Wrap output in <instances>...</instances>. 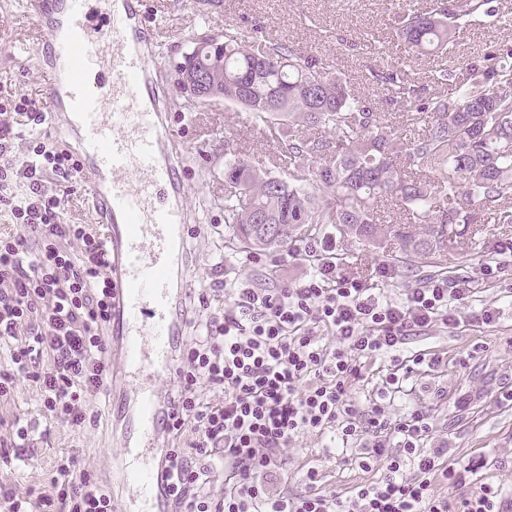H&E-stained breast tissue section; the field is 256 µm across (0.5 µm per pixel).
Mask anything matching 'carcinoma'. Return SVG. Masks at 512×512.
Instances as JSON below:
<instances>
[{
  "instance_id": "carcinoma-1",
  "label": "carcinoma",
  "mask_w": 512,
  "mask_h": 512,
  "mask_svg": "<svg viewBox=\"0 0 512 512\" xmlns=\"http://www.w3.org/2000/svg\"><path fill=\"white\" fill-rule=\"evenodd\" d=\"M490 0H438L396 19L410 52L442 56L457 31L489 16ZM211 58L197 61L185 97L207 90L274 128V175L224 154V249L234 254L316 238L332 224L339 237L393 247L413 267L476 235L487 216L512 224V47L491 46L465 65L452 92L420 96L406 72L375 74L388 97L424 129L406 138L375 102L326 71L310 52L268 38L262 28H227Z\"/></svg>"
}]
</instances>
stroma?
Segmentation results:
<instances>
[{
	"label": "stroma",
	"mask_w": 512,
	"mask_h": 512,
	"mask_svg": "<svg viewBox=\"0 0 512 512\" xmlns=\"http://www.w3.org/2000/svg\"><path fill=\"white\" fill-rule=\"evenodd\" d=\"M155 18L154 52L148 61L156 81L169 91L166 107L172 117L173 140L186 167L191 215L183 257L193 272L192 287L204 288L231 269L260 287H272L304 276V262H286L285 249L270 248L253 255L224 252V146L232 144L238 157L264 167L273 145L259 132L248 112L216 101L187 111L173 64L188 47L190 35L223 33L227 28L263 26L266 35L312 52L328 71L344 72L359 94L375 99L393 122L402 111L370 81L373 70L406 57L394 31L397 12L405 7L427 9L433 0H148ZM498 14L478 17L448 48L445 59L412 62L409 81L421 94L440 91L436 72L447 67L461 74L466 63L478 60L486 46L512 44V0H494ZM45 35L37 26L29 0H0V126L17 119L15 103L26 102L32 112L48 108L43 91L41 61L33 48ZM512 243V224H487L471 248L448 253L433 266L405 268L388 250L343 239L336 242V260L343 274L376 285L387 300L400 299L405 289L429 279L478 280L480 302L497 307L499 318L490 326L460 321L453 328L433 327L410 337L407 347L439 358L438 367L412 379L409 395L397 398L395 409L417 404L428 410L437 438L447 439L452 461L464 462L483 454L490 457L485 480L512 489V465L498 467V458L512 456V275L481 281L480 268L501 261L504 244ZM128 413L106 415L99 425L73 431L46 419L35 383L20 382L10 398H0V436L15 420L29 425L34 453L12 466L0 465V482L40 488L48 482L59 452L83 449L91 466L122 451L128 437ZM328 436L307 435L296 441L281 463L267 476L271 489L288 494L305 490L301 475L316 468L320 491L342 495L369 480L357 462L328 451Z\"/></svg>",
	"instance_id": "1"
}]
</instances>
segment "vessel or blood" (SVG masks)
<instances>
[{"mask_svg":"<svg viewBox=\"0 0 512 512\" xmlns=\"http://www.w3.org/2000/svg\"><path fill=\"white\" fill-rule=\"evenodd\" d=\"M66 2L74 31L37 52L49 64L44 76L50 120L69 111L80 118L74 128L80 169L107 226L104 244L114 286L108 346L119 379L104 384L103 393L111 395L119 385L133 387L137 415L129 431L137 447L152 451L145 461L123 465L124 487L145 497L150 512H172L161 479L164 436L173 412L164 387L178 379L176 348L188 331L190 315L188 284L170 254L174 244L185 242L189 226L184 205L157 200L153 191L161 186L179 199L188 186L169 152L171 128L162 109L141 106L159 95L146 66L152 52L146 0H125L126 12L111 14L109 24L94 31L83 24L88 0ZM132 19L138 23V51L116 53L108 72L88 85L93 58ZM60 63L66 71L62 78L52 71ZM133 170L142 177L135 189L125 180Z\"/></svg>","mask_w":512,"mask_h":512,"instance_id":"obj_1","label":"vessel or blood"}]
</instances>
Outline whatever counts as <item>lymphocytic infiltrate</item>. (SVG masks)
<instances>
[{
  "instance_id": "lymphocytic-infiltrate-1",
  "label": "lymphocytic infiltrate",
  "mask_w": 512,
  "mask_h": 512,
  "mask_svg": "<svg viewBox=\"0 0 512 512\" xmlns=\"http://www.w3.org/2000/svg\"><path fill=\"white\" fill-rule=\"evenodd\" d=\"M12 140L10 128H0V204L18 221L0 236V344L10 349L0 397L29 380L54 423L81 430L97 420L86 397L112 373L101 334L112 316L109 259L103 238L66 223L45 186L50 178L80 180L73 154L41 140L18 153ZM288 257L309 261L308 273L277 288L228 275L189 297L192 336L168 394L173 512H512V492L478 477L487 457L451 466L447 440L434 438L421 407L389 410L413 373L438 363L407 350L408 336L456 325L458 305L474 293L469 281L431 279L384 301L338 272L332 238L291 243ZM377 355L390 368L365 407L352 386ZM310 433L329 434L342 449L372 435L358 460L370 480L348 496L327 495L310 468L304 494L268 490L262 472ZM219 472L224 494L216 498L209 486ZM441 479L453 496L437 493ZM113 505L73 449L56 457L48 489L0 483V512H112Z\"/></svg>"
}]
</instances>
